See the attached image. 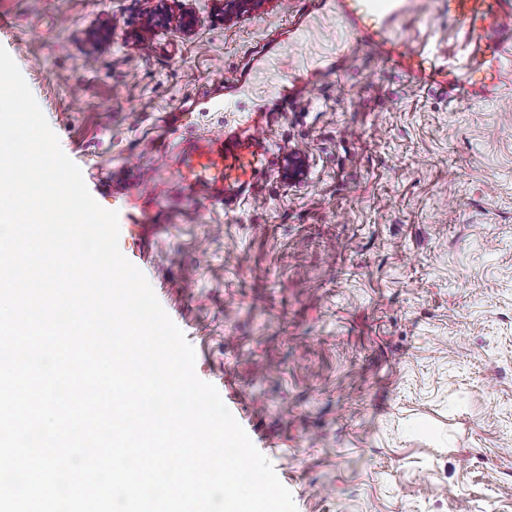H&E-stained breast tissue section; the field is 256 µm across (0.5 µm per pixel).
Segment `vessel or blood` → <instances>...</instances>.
<instances>
[{
    "mask_svg": "<svg viewBox=\"0 0 512 512\" xmlns=\"http://www.w3.org/2000/svg\"><path fill=\"white\" fill-rule=\"evenodd\" d=\"M448 20L471 40L485 43L483 59L457 65L429 63L427 54L413 50L405 42L389 36L387 24L412 9L414 0H354L353 11L361 20L372 21L373 40L385 49L408 60L414 78L438 85L444 95L463 97L501 85L512 66V0H446ZM463 79H454V72ZM245 137L227 135L213 143L182 153L178 178L193 194L222 207L235 206L250 197L258 187L256 172L265 154L260 135L261 122Z\"/></svg>",
    "mask_w": 512,
    "mask_h": 512,
    "instance_id": "b4317fda",
    "label": "vessel or blood"
}]
</instances>
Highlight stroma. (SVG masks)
<instances>
[{"label": "stroma", "instance_id": "1", "mask_svg": "<svg viewBox=\"0 0 512 512\" xmlns=\"http://www.w3.org/2000/svg\"><path fill=\"white\" fill-rule=\"evenodd\" d=\"M146 28L149 0H0L11 55L197 376L297 512H512V89L416 86L337 0ZM394 33L483 57L418 0ZM312 90L289 101L295 80ZM266 121L254 195L112 192L137 161ZM306 163L286 177L288 156Z\"/></svg>", "mask_w": 512, "mask_h": 512}]
</instances>
